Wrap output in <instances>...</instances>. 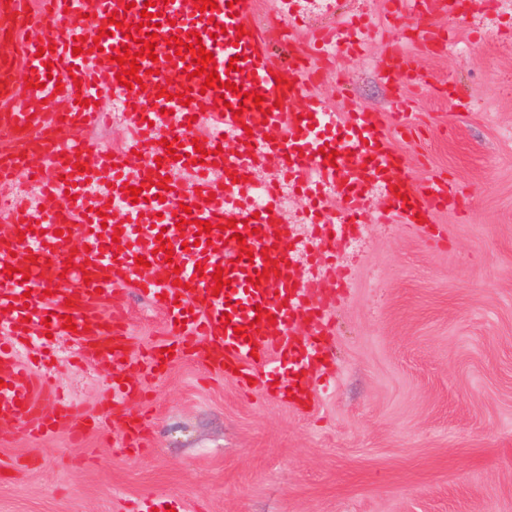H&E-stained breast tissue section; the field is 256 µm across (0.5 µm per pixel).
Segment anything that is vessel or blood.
Wrapping results in <instances>:
<instances>
[{
	"mask_svg": "<svg viewBox=\"0 0 512 512\" xmlns=\"http://www.w3.org/2000/svg\"><path fill=\"white\" fill-rule=\"evenodd\" d=\"M145 2L8 0L7 8H0V30L10 32L12 45L6 62H0V183H10L19 168L36 172L42 195L58 201L51 211L17 208L0 226L1 427L22 415L32 435L42 436L67 421L71 441L78 444L98 423L95 415L75 420L66 397L44 405L30 381L37 363L23 357L34 337L66 334L68 315L77 328L70 335L75 361L111 369L107 413L125 420L124 408L138 391L137 382L127 378L129 369L149 378L160 373L162 363L156 347L137 362L127 360L130 341L113 313L127 283L146 291L167 313L175 357L199 355L209 371H236L243 385L260 372L277 377L279 398L296 401L321 371L324 337L335 320L310 301L305 279L288 263L279 184L266 186L261 205L247 201L244 181L255 165L275 164L293 188L321 187L322 197L300 213L304 224L328 223L335 207L348 217L373 185L386 197L390 216L415 230L419 219H430L458 195L447 179L404 174L394 136L412 132V113H393L385 123L359 106L341 112L312 95L336 57L361 52V35L320 28L298 52L290 29L301 17L294 0H280L279 20L265 23L253 17L254 0H217L216 8L203 11L193 0H155L153 25L141 22ZM35 15L43 31L31 38L25 22ZM284 17L289 27H282ZM112 18L120 29L99 36L101 24ZM193 32L214 55L219 86L205 88L204 77L196 75L197 53L166 43ZM78 38L79 55L73 52ZM151 39L157 57L141 56L139 63L142 70H153V89L123 86L114 55L124 47L139 53ZM21 66L35 69L40 88L17 92ZM380 72L395 88L416 78L402 52L384 57ZM159 84L167 97L158 96ZM252 91L263 95L261 105L241 100V93ZM184 93L190 105L180 103ZM107 94L125 103L124 120L136 132L129 146L115 151L82 136L102 122L96 102ZM239 104L244 113L238 117L233 108ZM193 116L204 121L203 129L190 127ZM174 139L179 148L167 152L165 141ZM227 140L234 150L223 149ZM325 147L336 151L335 159L322 155ZM163 180L170 185L165 192L158 188ZM130 186L140 188V202L128 201ZM111 198L124 201L125 208L122 220L105 228L100 214ZM184 205L190 208L188 220L212 223L209 242H199L196 230L177 229L175 214ZM230 220L235 230L226 229ZM75 235L82 249L74 254ZM165 239L171 252L160 249ZM244 246L252 260L241 259ZM139 257L150 264L149 278L139 276ZM270 263L276 271L269 275ZM217 272L226 281L220 288L213 278ZM261 308L275 315V322L258 319ZM305 322L320 325L321 335L299 341L295 329Z\"/></svg>",
	"mask_w": 512,
	"mask_h": 512,
	"instance_id": "1",
	"label": "vessel or blood"
}]
</instances>
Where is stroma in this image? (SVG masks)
<instances>
[{
	"instance_id": "obj_1",
	"label": "stroma",
	"mask_w": 512,
	"mask_h": 512,
	"mask_svg": "<svg viewBox=\"0 0 512 512\" xmlns=\"http://www.w3.org/2000/svg\"><path fill=\"white\" fill-rule=\"evenodd\" d=\"M373 28L364 56L338 57L317 87L335 107L344 75L353 100L385 116L414 112L413 141H397L406 174L454 181L430 232L381 222L369 188L353 246L337 244L326 339L332 386L311 407L270 397L263 377L243 389L189 356L143 382L146 446L123 448V422L36 438L24 419L0 427V512H512V18L484 15L386 22L387 0H352ZM449 28L452 47L426 43ZM409 53L416 81L393 89L379 64ZM468 102L459 110L457 99ZM118 314L132 351L168 339V316L127 290ZM56 342L38 377L95 414L108 393L100 365L72 364Z\"/></svg>"
}]
</instances>
